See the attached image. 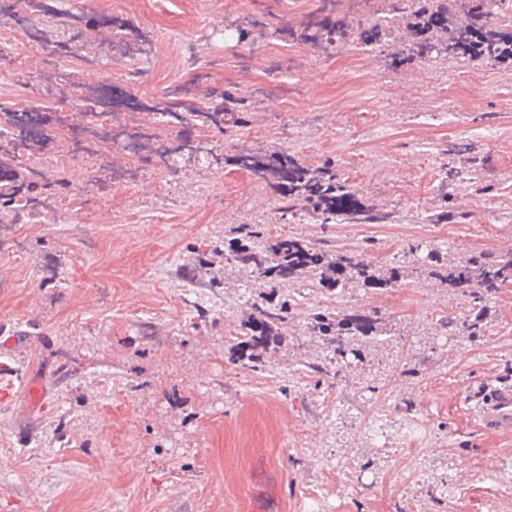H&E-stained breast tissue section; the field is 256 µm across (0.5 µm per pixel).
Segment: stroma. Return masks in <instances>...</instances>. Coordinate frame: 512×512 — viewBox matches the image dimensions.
<instances>
[{
    "instance_id": "35a3bbf8",
    "label": "stroma",
    "mask_w": 512,
    "mask_h": 512,
    "mask_svg": "<svg viewBox=\"0 0 512 512\" xmlns=\"http://www.w3.org/2000/svg\"><path fill=\"white\" fill-rule=\"evenodd\" d=\"M377 0H123L142 39L131 57L97 0H59L35 36L16 31L0 0V89L53 125L82 130L70 190L53 212L0 224V341L14 336L0 378V512H512V431L486 418L484 393L512 390V285L489 300L483 338L445 335L466 298L431 282L333 295L296 284L287 321L260 369L241 365V326L259 288L224 258L228 228L260 224L262 245L295 236L354 249L375 264L414 244L452 254L503 253L512 239V62L413 63L380 79L376 51L333 55L265 26L299 27L336 12L372 15ZM250 30L245 42L224 32ZM134 120L147 149L174 146L150 107L162 86L207 106L231 89L249 98L244 124L207 141L213 164L139 167L93 146L75 94L98 96L132 68ZM465 140L486 158L479 183L455 192L464 224H427L446 192L442 149ZM275 142L304 165L333 159L398 224L282 222L250 201L253 175L234 142ZM388 155L392 169L379 168ZM220 273L209 287L198 257ZM376 311L400 332L373 348L376 390L361 368L316 373L323 309ZM42 385V404L21 393ZM384 408L388 447L366 429Z\"/></svg>"
}]
</instances>
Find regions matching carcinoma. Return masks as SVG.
I'll return each mask as SVG.
<instances>
[{
    "mask_svg": "<svg viewBox=\"0 0 512 512\" xmlns=\"http://www.w3.org/2000/svg\"><path fill=\"white\" fill-rule=\"evenodd\" d=\"M382 18L394 19L419 34L403 49L392 52L388 45L391 28L374 23L354 26L344 18H325L319 23L302 24L300 41L324 52L344 46H366L389 56L390 68L426 62L444 61L502 64L512 59V5L506 0H406L405 7L393 11L389 4L380 10ZM249 107L244 96L224 92L223 100L214 106H186L176 97L163 95L149 109L161 124L176 131L177 145L143 162L171 168V157L196 159L197 145L205 142L204 132L224 129L225 116L241 114ZM45 139L62 140V133L47 128L38 119L26 127L25 117L4 113L0 122V224H15L25 211L48 207V201L70 186L61 170L35 169L18 163V147L30 149ZM448 161L443 164V180L458 185L477 179L484 160L470 143L448 148ZM234 162L253 172L282 203L280 218L296 216L302 211L316 224H398L400 211L368 204L362 190L341 175L328 161L311 169L295 154L271 143L253 152L234 154ZM441 209L425 216L427 224H462L467 214L456 210L454 196L445 194ZM263 229L256 225L233 230L225 241L227 263L243 271L247 279L264 287L254 299L252 317L242 325V343L247 348L266 346L273 340L278 325L288 318V299L277 294L278 285L288 281L305 282L311 288L341 294L349 288H396L411 277L434 280L442 287L468 299L463 318L445 316L441 325L449 334L465 333L471 338L484 335V318L489 297L503 285L512 284V252L492 256L474 252L456 261L448 260V252L433 247L423 258L414 259L407 268L391 264L377 266L367 249L323 250L297 237L276 241L260 249L256 240ZM312 330L326 341L327 359L323 373L338 374L339 367L365 361L362 346L375 336H386L383 319L375 313L343 311L316 312L310 315Z\"/></svg>",
    "mask_w": 512,
    "mask_h": 512,
    "instance_id": "carcinoma-1",
    "label": "carcinoma"
}]
</instances>
